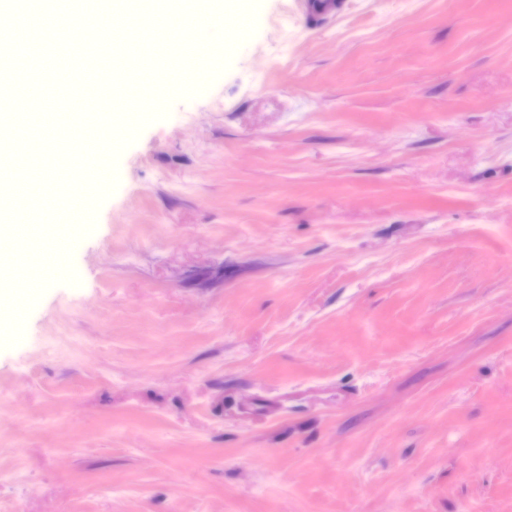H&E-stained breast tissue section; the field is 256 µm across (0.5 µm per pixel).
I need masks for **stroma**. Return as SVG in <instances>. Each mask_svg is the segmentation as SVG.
I'll list each match as a JSON object with an SVG mask.
<instances>
[{
  "mask_svg": "<svg viewBox=\"0 0 512 512\" xmlns=\"http://www.w3.org/2000/svg\"><path fill=\"white\" fill-rule=\"evenodd\" d=\"M251 0L0 344V512H512V0Z\"/></svg>",
  "mask_w": 512,
  "mask_h": 512,
  "instance_id": "obj_1",
  "label": "stroma"
}]
</instances>
